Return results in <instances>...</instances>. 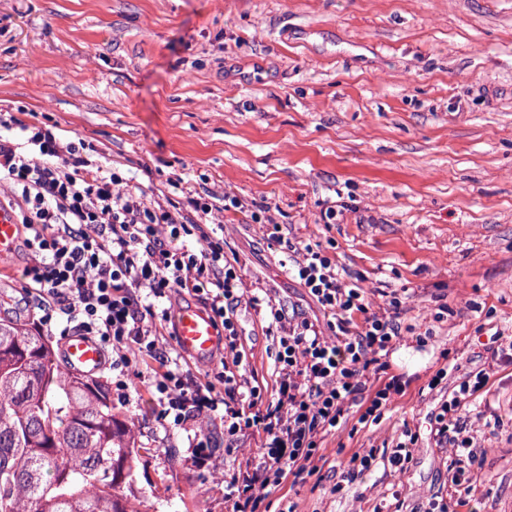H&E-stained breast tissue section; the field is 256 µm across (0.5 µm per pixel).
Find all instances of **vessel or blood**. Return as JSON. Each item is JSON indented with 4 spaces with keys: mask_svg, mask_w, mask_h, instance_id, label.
<instances>
[{
    "mask_svg": "<svg viewBox=\"0 0 512 512\" xmlns=\"http://www.w3.org/2000/svg\"><path fill=\"white\" fill-rule=\"evenodd\" d=\"M18 242V226L11 212L0 209V260L13 254ZM176 348L187 358L208 361L221 353L224 337L211 316L201 308L176 306L171 312ZM66 364L74 371L94 375L105 365V351L91 336L75 334L62 345Z\"/></svg>",
    "mask_w": 512,
    "mask_h": 512,
    "instance_id": "1",
    "label": "vessel or blood"
}]
</instances>
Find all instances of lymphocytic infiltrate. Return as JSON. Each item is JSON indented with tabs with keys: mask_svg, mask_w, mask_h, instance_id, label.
<instances>
[{
	"mask_svg": "<svg viewBox=\"0 0 512 512\" xmlns=\"http://www.w3.org/2000/svg\"><path fill=\"white\" fill-rule=\"evenodd\" d=\"M26 146L0 140V182L14 200L23 244L34 261L24 269L34 297L39 332L94 337L111 357L108 367L148 368V389L162 419L190 432L188 447L198 468L210 466L212 446L195 434L197 420L224 413L228 441L259 439L261 452L247 458L224 482L231 512H261L269 492L289 477L314 475L325 436L338 425L378 423L399 377L386 376L385 358L403 334L427 346L432 330L403 325L399 291L386 308L370 309L363 288L317 243L277 237L281 265L307 290L322 313L311 319L259 296H246L242 263L224 250L223 225L205 222L213 210L203 197L181 192L167 204L152 202L139 187L123 183L111 168L84 154L82 142H61L48 129L30 125ZM196 237L200 250L184 249ZM186 293L203 303L224 332L226 356L217 371L197 377L180 354L159 343L168 309L155 301ZM256 311L274 361L272 387L254 383L239 349V312ZM512 342L491 346L474 382L440 400L431 415L430 436L449 449L448 485L460 487L478 448L465 414L480 397L484 380Z\"/></svg>",
	"mask_w": 512,
	"mask_h": 512,
	"instance_id": "1",
	"label": "lymphocytic infiltrate"
}]
</instances>
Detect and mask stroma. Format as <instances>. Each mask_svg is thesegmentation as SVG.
I'll list each match as a JSON object with an SVG mask.
<instances>
[{
	"label": "stroma",
	"mask_w": 512,
	"mask_h": 512,
	"mask_svg": "<svg viewBox=\"0 0 512 512\" xmlns=\"http://www.w3.org/2000/svg\"><path fill=\"white\" fill-rule=\"evenodd\" d=\"M1 112L18 123L0 135L19 137L23 122L82 138L91 159L157 202L176 177L214 194L247 288L320 314L285 275L276 228L321 242L373 307L383 289H404L402 322L432 329L426 348L407 335L389 351L391 373L411 384L380 423L326 436L319 478L276 488L266 512L410 508L447 492L445 452L426 438L404 471L341 474L355 450L427 427L442 351L460 364L442 383L450 392L479 366L491 329L512 335V0H0ZM228 193L276 207L275 225L224 211ZM336 205L338 222L322 223ZM30 261L20 246L0 264V312L25 320ZM240 330L250 372L272 382L254 310ZM126 382L111 396L146 449L137 512H229L224 478L258 441L226 448L220 414L201 417L216 453L197 469L142 379ZM486 389V405L466 410L482 453L460 491L468 512H512V432L484 425L512 415V364Z\"/></svg>",
	"instance_id": "obj_1"
}]
</instances>
